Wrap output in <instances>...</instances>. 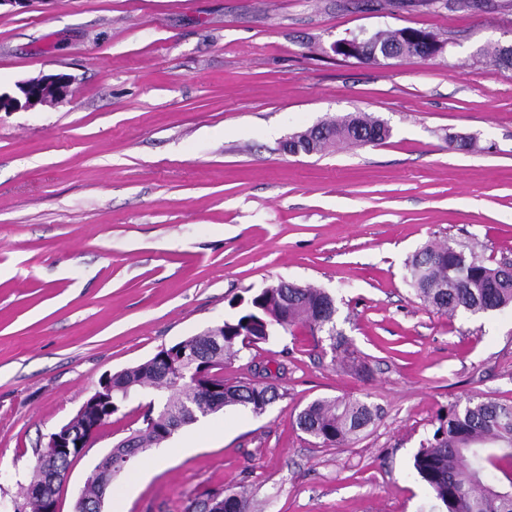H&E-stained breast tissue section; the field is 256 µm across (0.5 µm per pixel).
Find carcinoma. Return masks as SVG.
Returning a JSON list of instances; mask_svg holds the SVG:
<instances>
[{
    "instance_id": "obj_1",
    "label": "carcinoma",
    "mask_w": 512,
    "mask_h": 512,
    "mask_svg": "<svg viewBox=\"0 0 512 512\" xmlns=\"http://www.w3.org/2000/svg\"><path fill=\"white\" fill-rule=\"evenodd\" d=\"M388 40L378 32L362 43L358 60L374 62L379 43ZM498 65L512 67V45L496 43L485 49ZM373 135L381 144L391 135L383 120L365 113L350 114L328 122L327 139L317 144L310 130L289 135L301 150L320 153L337 141L353 142L357 130ZM405 280L421 303L438 312L462 310L472 315L512 305V272L506 265L492 267L462 243L428 245L406 264ZM240 309L203 333L166 348L142 364L112 376V409L117 413L130 393L151 386L163 393L160 405L149 403L143 427L108 452L112 473L90 474L78 492L80 512H99L112 476L126 467L125 458L145 448H158L179 429L226 409L244 408L255 415L282 398L270 384L224 382V361L242 350L266 343L279 330L305 327L322 334L331 350L345 345L336 329V308L324 290L293 282L270 284L237 302ZM209 368L211 383L222 389L214 395L199 391L195 374ZM380 408L360 399L318 398L296 415L297 427L317 443L337 447L374 425ZM65 457H38L24 489L26 506L16 512H43L42 496L52 493L50 477L68 471ZM414 474L422 481L441 512H512V405L492 399L469 397L448 405L432 435L420 445L413 459ZM245 491L224 490L223 512H252Z\"/></svg>"
}]
</instances>
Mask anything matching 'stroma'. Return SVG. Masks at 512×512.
<instances>
[{"label":"stroma","instance_id":"stroma-1","mask_svg":"<svg viewBox=\"0 0 512 512\" xmlns=\"http://www.w3.org/2000/svg\"><path fill=\"white\" fill-rule=\"evenodd\" d=\"M431 32L435 57L365 63L335 43ZM512 0H34L0 9V90L71 79L54 106L0 112V512H14L51 433L110 375L222 324L285 280L328 292L367 375L308 329L225 363L277 386L137 454L103 512H187L245 488L254 512H432L413 456L468 397L512 404V308L424 307L420 247L512 260ZM366 112L391 136L312 155L282 141ZM154 389L131 395L74 464L60 512ZM381 417L340 447L301 432L318 398Z\"/></svg>","mask_w":512,"mask_h":512}]
</instances>
